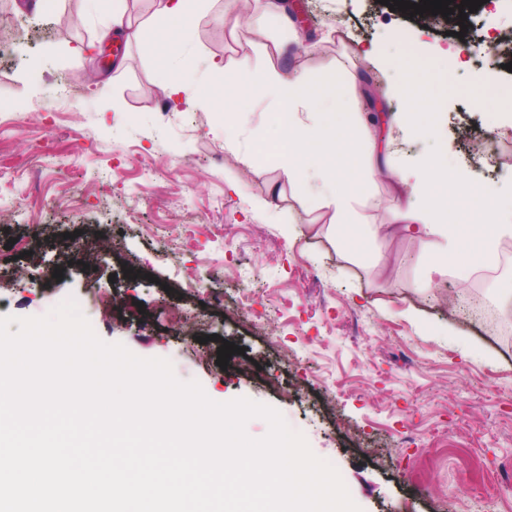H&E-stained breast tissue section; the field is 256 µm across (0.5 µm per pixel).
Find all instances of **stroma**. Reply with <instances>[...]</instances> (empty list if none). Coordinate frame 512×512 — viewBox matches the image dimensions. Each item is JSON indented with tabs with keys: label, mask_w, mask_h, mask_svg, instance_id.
Returning a JSON list of instances; mask_svg holds the SVG:
<instances>
[{
	"label": "stroma",
	"mask_w": 512,
	"mask_h": 512,
	"mask_svg": "<svg viewBox=\"0 0 512 512\" xmlns=\"http://www.w3.org/2000/svg\"><path fill=\"white\" fill-rule=\"evenodd\" d=\"M0 0V315L38 317L74 298L96 335L142 358L171 360L212 400L271 405L313 453L339 471L362 512H512V273L477 284L501 319L475 327L449 313L455 277L419 285L425 260L411 236L344 255L307 227L318 194H294L275 166V104L243 98L231 127L196 98L170 97L151 43L105 46V20L88 0ZM287 30L251 33L250 11L230 33L232 0H206L172 69L218 62L228 70L301 62L318 76L361 77L378 115L434 98L406 81V40L452 69L459 86L512 83V0L429 22L379 0H289ZM327 47L311 44L325 27ZM293 56L270 58L273 43ZM386 58L379 66L367 51ZM407 84L405 94L394 85ZM73 95L59 96L60 87ZM437 116L397 141L391 168L446 151L479 186L512 198V165L473 157L497 113L471 95L434 98ZM86 248L73 257L68 233ZM392 270L378 275L373 253ZM62 279H55L54 271ZM243 347L227 368L221 342Z\"/></svg>",
	"instance_id": "1"
}]
</instances>
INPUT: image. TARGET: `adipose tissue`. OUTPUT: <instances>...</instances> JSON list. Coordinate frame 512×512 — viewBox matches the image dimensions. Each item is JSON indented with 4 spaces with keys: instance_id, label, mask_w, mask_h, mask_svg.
<instances>
[{
    "instance_id": "adipose-tissue-1",
    "label": "adipose tissue",
    "mask_w": 512,
    "mask_h": 512,
    "mask_svg": "<svg viewBox=\"0 0 512 512\" xmlns=\"http://www.w3.org/2000/svg\"><path fill=\"white\" fill-rule=\"evenodd\" d=\"M197 7V0H157L155 20L146 33L159 60L189 42L184 19ZM159 79L174 95L191 96L197 83L210 84V92L200 96L202 108L227 117L239 97H270L278 106L280 125L288 130L277 164L295 193L319 190L324 207L320 221L334 232L342 251L357 252L365 241L411 231L427 255L426 281L452 274L464 287L478 270L499 266L500 243L512 238V224L499 218L500 199L489 188L473 186L446 156L393 171L391 182L403 201L387 221L371 223L356 212L354 204L375 168L386 165L395 134L417 131L422 112L399 113L384 130L370 126L361 117L367 92L357 80L319 81L304 67L286 78L271 65L231 82L214 63L200 75L188 66L177 72L163 68Z\"/></svg>"
}]
</instances>
